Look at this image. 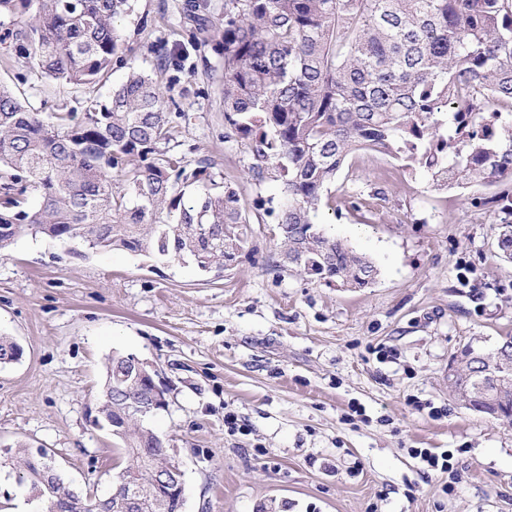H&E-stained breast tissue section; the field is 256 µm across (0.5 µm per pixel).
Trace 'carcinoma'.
Segmentation results:
<instances>
[{"label": "carcinoma", "instance_id": "carcinoma-1", "mask_svg": "<svg viewBox=\"0 0 512 512\" xmlns=\"http://www.w3.org/2000/svg\"><path fill=\"white\" fill-rule=\"evenodd\" d=\"M130 10V0H0V45L15 60L73 85L128 68L110 103L80 119L47 122L0 83V252L40 234L76 258L123 248L219 276L247 242L244 225L275 213V267L367 288L374 263L313 218L336 210L338 172L369 150L425 170L437 189L500 186L493 202L508 213L499 237L512 259V0H224L213 35L224 121L248 150L244 179L280 186L276 211L261 197L246 206L210 155L188 160L171 146L185 113L167 111L151 75L129 62L117 20ZM22 356L0 335V364ZM129 359L112 354L99 407L122 441L114 488L175 467L143 425L164 405ZM49 459L45 449L23 459L39 512H100L102 498L54 469L45 476ZM183 508L148 492L135 512Z\"/></svg>", "mask_w": 512, "mask_h": 512}]
</instances>
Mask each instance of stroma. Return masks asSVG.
<instances>
[{
	"instance_id": "35a3bbf8",
	"label": "stroma",
	"mask_w": 512,
	"mask_h": 512,
	"mask_svg": "<svg viewBox=\"0 0 512 512\" xmlns=\"http://www.w3.org/2000/svg\"><path fill=\"white\" fill-rule=\"evenodd\" d=\"M184 2L132 0L120 27L135 66L186 114L179 152L204 149L236 183L248 152L224 124V59L210 30L189 36ZM161 42L178 71L158 70ZM126 75L77 87L0 56V81L46 118L106 102ZM335 190L362 209L320 220L375 262L370 287L274 267L271 216L248 225L220 277L18 239L0 257V333L24 349L0 365V456L20 442L48 450L71 488L106 494L123 455L94 419L120 351L154 365L167 391L148 424L184 472V512H512V425L459 405L444 378L463 346L491 354L512 336L496 186L438 190L360 152ZM420 448L449 453L452 475L427 468ZM23 473L0 468V512H31Z\"/></svg>"
}]
</instances>
